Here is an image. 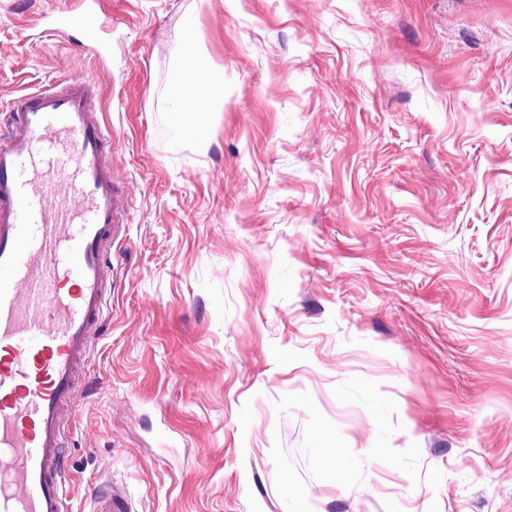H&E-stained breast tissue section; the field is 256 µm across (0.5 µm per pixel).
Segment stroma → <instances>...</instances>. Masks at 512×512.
Masks as SVG:
<instances>
[{
  "label": "stroma",
  "mask_w": 512,
  "mask_h": 512,
  "mask_svg": "<svg viewBox=\"0 0 512 512\" xmlns=\"http://www.w3.org/2000/svg\"><path fill=\"white\" fill-rule=\"evenodd\" d=\"M99 2L0 0V113L94 77L126 187L68 512H512V0ZM58 20L59 30L78 31L90 42H95L103 20L95 10L93 4H86L83 7L74 8L68 5L55 14ZM196 69H203L209 81L220 87L222 92L204 101L197 99L192 90V82L189 80V75ZM173 85L172 107L169 112L177 132L181 137L194 138L209 145L212 141L210 130L205 125L195 126L188 117V112H196L199 107L205 112H217L224 98V76L210 66L205 56L194 51L178 63L174 72ZM128 500L117 492L109 491L95 495L91 500L92 512H130Z\"/></svg>",
  "instance_id": "1"
}]
</instances>
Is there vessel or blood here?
Returning a JSON list of instances; mask_svg holds the SVG:
<instances>
[{
    "instance_id": "b4317fda",
    "label": "vessel or blood",
    "mask_w": 512,
    "mask_h": 512,
    "mask_svg": "<svg viewBox=\"0 0 512 512\" xmlns=\"http://www.w3.org/2000/svg\"><path fill=\"white\" fill-rule=\"evenodd\" d=\"M63 30L96 41L93 5ZM98 82L67 78L0 119V512H67V430L107 321L109 254L124 224ZM91 512H130L117 492Z\"/></svg>"
}]
</instances>
